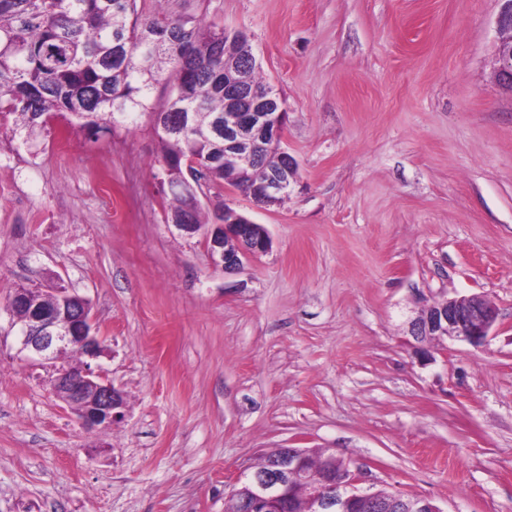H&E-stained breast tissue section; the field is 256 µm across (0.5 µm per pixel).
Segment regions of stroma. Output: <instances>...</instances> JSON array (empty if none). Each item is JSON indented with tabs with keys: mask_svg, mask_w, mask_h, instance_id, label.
<instances>
[{
	"mask_svg": "<svg viewBox=\"0 0 512 512\" xmlns=\"http://www.w3.org/2000/svg\"><path fill=\"white\" fill-rule=\"evenodd\" d=\"M247 35L288 112L272 239L235 273L166 220L148 118L92 139L0 116V512H224L277 448H322L443 512H512V93L498 0H166ZM20 285L86 298L124 419L86 431L18 353ZM476 294L488 343L424 341ZM503 3L496 18L499 34L496 48L498 67L496 77L505 90L512 92V0H499ZM496 320V308L480 296H461L429 306L412 320L410 335L417 341L437 336L480 347Z\"/></svg>",
	"mask_w": 512,
	"mask_h": 512,
	"instance_id": "1",
	"label": "stroma"
}]
</instances>
